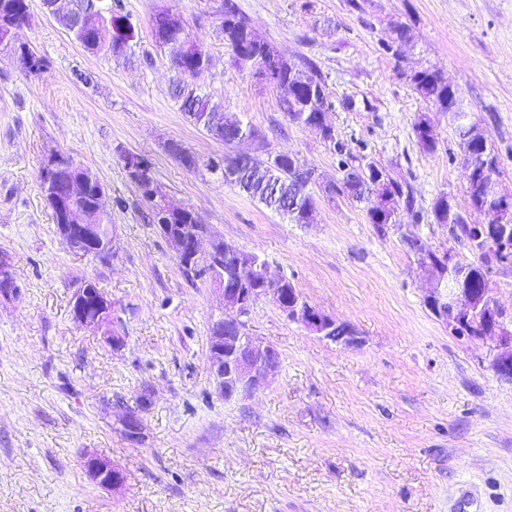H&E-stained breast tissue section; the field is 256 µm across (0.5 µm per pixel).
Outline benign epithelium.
Returning <instances> with one entry per match:
<instances>
[{
  "instance_id": "benign-epithelium-1",
  "label": "benign epithelium",
  "mask_w": 512,
  "mask_h": 512,
  "mask_svg": "<svg viewBox=\"0 0 512 512\" xmlns=\"http://www.w3.org/2000/svg\"><path fill=\"white\" fill-rule=\"evenodd\" d=\"M44 7L52 16L58 14H74L79 9L78 0H45ZM79 188L70 187L66 193L53 194L48 202L58 210L67 211L71 201L78 196ZM64 233L70 240L82 245L95 246L99 234L98 225L65 224ZM160 235L173 247L176 256L182 258L187 266L200 268L210 261L224 247V240L213 237L209 231L194 235H171L167 225H157ZM491 270L487 274L490 287L474 292L469 288H428L426 301L429 302L435 316L445 320L451 332L457 333L461 323L472 322L481 327L483 332L492 335L496 341L493 355V369L501 377L512 380V325L497 321V312L502 310L493 284ZM17 288L13 273L11 258L4 252L0 253V296L12 297ZM224 316L220 322H212L216 335L211 337L213 347L208 351V359L215 388L219 395H224V371H229L236 379L235 394L239 398L250 397L268 386L271 378L279 367V353L250 333H245L242 339L235 340L230 350L224 348V326H239L248 324L253 306L247 294L221 289ZM72 318L81 326L106 327L107 342L116 347L124 342V336L119 332L120 320L114 313L112 301L102 296L98 314L89 319L83 314L84 289L77 288L71 302ZM277 308L290 321L302 324L306 330L319 338L335 344L350 346L356 343L351 333L341 336H331L329 331L336 327V320L320 309L298 301L279 303ZM87 476L104 489L116 490L124 484L123 472L107 460L94 455H87L83 460Z\"/></svg>"
}]
</instances>
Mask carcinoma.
<instances>
[{
    "mask_svg": "<svg viewBox=\"0 0 512 512\" xmlns=\"http://www.w3.org/2000/svg\"><path fill=\"white\" fill-rule=\"evenodd\" d=\"M88 7V13L83 16L65 17L62 22L64 29L91 54L106 50L115 57L127 55L136 39V30L129 15L123 13L121 0H88ZM219 10L224 43L231 50L236 65L267 66L264 59L272 46L256 35L249 19L234 0H220ZM28 12L29 0H0V51L16 56L25 73L39 75L46 69L45 58L34 46L19 39L22 19ZM151 31L155 44L167 53L171 67L179 75L172 87V96L191 121L208 130L214 118H219L227 144L239 133L256 132L235 114L224 111V106L211 96L197 92L187 80L188 75L210 67V55L193 52L190 48L192 40L183 35L176 36L163 25L154 24ZM302 65L304 69L301 70L296 63L284 61L278 78L270 84L276 88L280 109L289 122L311 127L325 118L331 102L318 70L307 60ZM410 82L418 95L433 103L439 111L451 115L463 162L470 166L465 190L468 212L458 211L447 196L440 195L433 201L432 213L437 223L448 225L450 239L466 245L473 255V259L454 269L455 283L465 288H484L486 272L499 265V257L485 244L483 225L503 224L512 233V200L505 201L486 190L485 163H497L496 155L485 130L476 129L477 123L461 107L458 91L441 74L423 68L410 76ZM415 133L423 149L429 152L435 149L436 137L428 119L423 116L418 119ZM323 138L333 147L342 171V177L331 187L330 198H343L362 205L368 223L381 232L386 226L397 223L400 205L408 209L412 207L411 190L404 189L385 168L366 162L355 154L333 127L324 130ZM222 162L223 169L219 171L212 162L207 167L210 173L218 175L223 184L239 188L294 224L312 222L315 200L308 189L312 184L310 169L297 156L285 152L270 160L253 156L241 165L237 156L226 155ZM80 180L86 183V189L73 203L75 216L79 217L86 211L98 210L100 200L105 196L101 180L91 169L72 164L70 157L61 153L41 181V192L45 195L53 187L61 188L70 181ZM171 225L176 231L190 232L201 222L196 213L188 209L181 217L173 219ZM245 257V251L224 243L217 263L223 270L225 287H238L235 269L238 261ZM249 257L257 261L256 278L249 288L279 300L301 298L295 285L287 279L282 278L273 285L265 284L261 269L265 260L257 254Z\"/></svg>",
    "mask_w": 512,
    "mask_h": 512,
    "instance_id": "cac0c4a2",
    "label": "carcinoma"
}]
</instances>
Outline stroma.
I'll return each mask as SVG.
<instances>
[{"mask_svg": "<svg viewBox=\"0 0 512 512\" xmlns=\"http://www.w3.org/2000/svg\"><path fill=\"white\" fill-rule=\"evenodd\" d=\"M122 3L138 32L128 57L86 52L41 0L20 36L47 70L25 76L0 52V250L20 287L0 298V512H512V382L492 368L493 339L455 336L430 312L411 248L416 238L453 246L431 213L437 196L468 204L449 115L408 80L423 68L444 75L487 132L499 190L512 196V0H236L278 54L317 66L338 136L411 188L412 209L382 233L359 205L322 195L314 223H288L169 154L170 142L203 161L228 147L170 96L175 73L151 33L163 7L211 56L203 92L269 149L341 176L321 134L291 124L272 85L235 64L218 0ZM401 26L410 40L386 53ZM422 114L432 153L414 133ZM52 151L97 171L116 229L108 260L59 235L38 179ZM126 152L358 344L323 341L259 299L248 330L277 349L279 369L254 396L224 402L208 361V329L224 310L217 284L187 277L148 223ZM85 279L112 300L122 348L74 322L70 299ZM87 453L123 471L120 490L87 477Z\"/></svg>", "mask_w": 512, "mask_h": 512, "instance_id": "stroma-1", "label": "stroma"}]
</instances>
